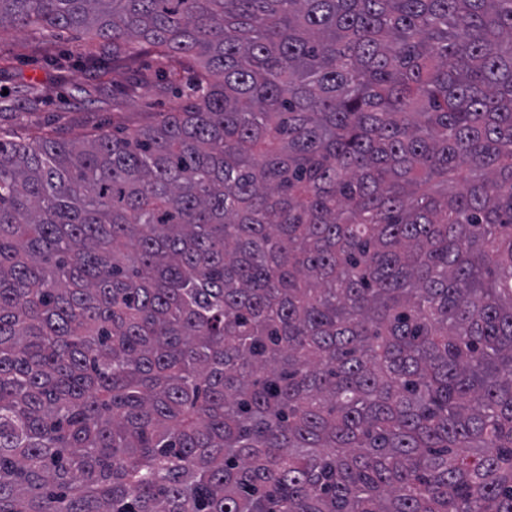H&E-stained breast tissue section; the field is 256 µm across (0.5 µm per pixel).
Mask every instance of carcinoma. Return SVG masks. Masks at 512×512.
Here are the masks:
<instances>
[{
    "mask_svg": "<svg viewBox=\"0 0 512 512\" xmlns=\"http://www.w3.org/2000/svg\"><path fill=\"white\" fill-rule=\"evenodd\" d=\"M194 64L0 135V512H512V0H0Z\"/></svg>",
    "mask_w": 512,
    "mask_h": 512,
    "instance_id": "1",
    "label": "carcinoma"
}]
</instances>
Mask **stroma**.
<instances>
[{
  "instance_id": "35a3bbf8",
  "label": "stroma",
  "mask_w": 512,
  "mask_h": 512,
  "mask_svg": "<svg viewBox=\"0 0 512 512\" xmlns=\"http://www.w3.org/2000/svg\"><path fill=\"white\" fill-rule=\"evenodd\" d=\"M62 55L77 61L65 74L52 63ZM158 66L150 54L141 55L133 66L113 61L111 49L83 35L0 32V89H7L11 104L0 126L19 131L38 124L66 139L82 140L102 127L130 130L150 123L178 102L175 92L163 93L140 82V73ZM30 81L38 82L45 95L34 113L21 94Z\"/></svg>"
}]
</instances>
